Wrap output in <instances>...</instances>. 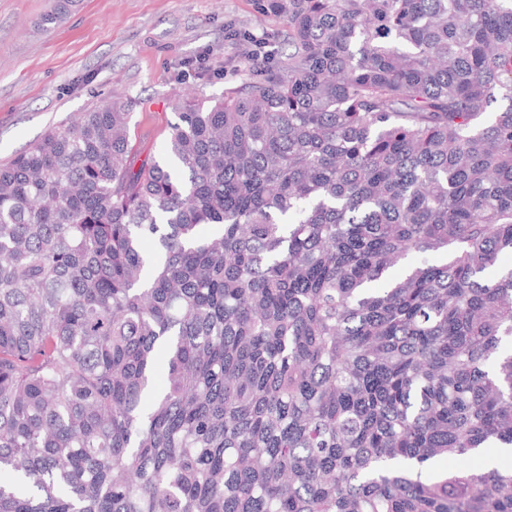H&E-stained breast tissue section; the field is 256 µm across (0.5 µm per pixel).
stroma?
Here are the masks:
<instances>
[{
    "mask_svg": "<svg viewBox=\"0 0 512 512\" xmlns=\"http://www.w3.org/2000/svg\"><path fill=\"white\" fill-rule=\"evenodd\" d=\"M0 0V164L51 128L110 101L132 100V143L159 156L179 92L221 96L246 79L242 44L266 35V66L284 60L287 24L254 0Z\"/></svg>",
    "mask_w": 512,
    "mask_h": 512,
    "instance_id": "obj_1",
    "label": "stroma"
}]
</instances>
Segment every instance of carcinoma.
Masks as SVG:
<instances>
[{"label":"carcinoma","mask_w":512,"mask_h":512,"mask_svg":"<svg viewBox=\"0 0 512 512\" xmlns=\"http://www.w3.org/2000/svg\"><path fill=\"white\" fill-rule=\"evenodd\" d=\"M257 9L160 159L112 101L0 164V512H512L441 467L512 447V0Z\"/></svg>","instance_id":"obj_1"}]
</instances>
